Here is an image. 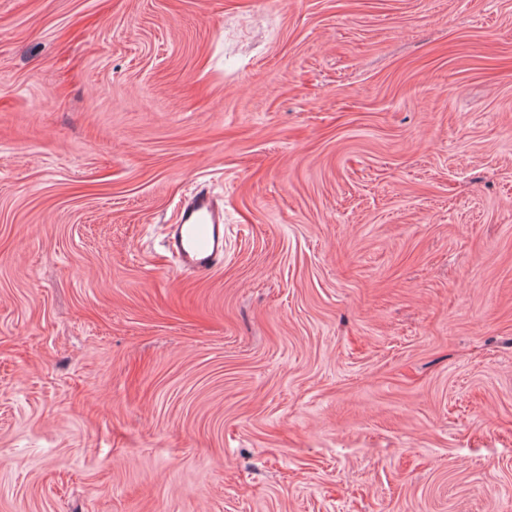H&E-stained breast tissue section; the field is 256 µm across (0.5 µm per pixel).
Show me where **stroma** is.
Returning <instances> with one entry per match:
<instances>
[{
  "label": "stroma",
  "instance_id": "obj_1",
  "mask_svg": "<svg viewBox=\"0 0 512 512\" xmlns=\"http://www.w3.org/2000/svg\"><path fill=\"white\" fill-rule=\"evenodd\" d=\"M0 512H512V0H0ZM223 212L211 194L198 190L179 211L177 224H167L166 250L180 273L206 278L224 264Z\"/></svg>",
  "mask_w": 512,
  "mask_h": 512
}]
</instances>
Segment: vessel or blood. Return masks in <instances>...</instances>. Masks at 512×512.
<instances>
[{
  "mask_svg": "<svg viewBox=\"0 0 512 512\" xmlns=\"http://www.w3.org/2000/svg\"><path fill=\"white\" fill-rule=\"evenodd\" d=\"M166 249L180 273L206 278L224 263L223 212L207 191H197L166 227Z\"/></svg>",
  "mask_w": 512,
  "mask_h": 512,
  "instance_id": "obj_1",
  "label": "vessel or blood"
}]
</instances>
